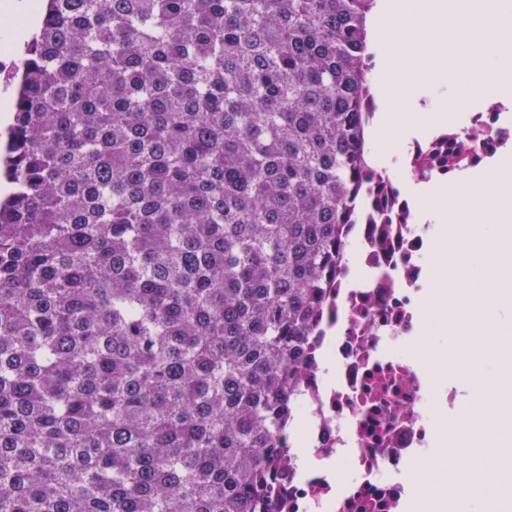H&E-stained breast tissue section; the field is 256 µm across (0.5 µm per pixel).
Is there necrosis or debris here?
<instances>
[{
  "label": "necrosis or debris",
  "mask_w": 512,
  "mask_h": 512,
  "mask_svg": "<svg viewBox=\"0 0 512 512\" xmlns=\"http://www.w3.org/2000/svg\"><path fill=\"white\" fill-rule=\"evenodd\" d=\"M510 142L512 108L488 95L401 158L376 159L390 206L366 203L348 229L340 280L281 434L286 478L276 512H404L408 465L427 460L460 389L448 378L453 356L427 358L419 346L439 227L419 223L402 179L453 183Z\"/></svg>",
  "instance_id": "obj_1"
}]
</instances>
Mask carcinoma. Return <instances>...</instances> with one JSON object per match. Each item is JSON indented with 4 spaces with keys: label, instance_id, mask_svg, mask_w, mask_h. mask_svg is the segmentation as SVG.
Wrapping results in <instances>:
<instances>
[{
    "label": "carcinoma",
    "instance_id": "1",
    "mask_svg": "<svg viewBox=\"0 0 512 512\" xmlns=\"http://www.w3.org/2000/svg\"><path fill=\"white\" fill-rule=\"evenodd\" d=\"M0 176V512H274L362 193L377 0H38Z\"/></svg>",
    "mask_w": 512,
    "mask_h": 512
}]
</instances>
